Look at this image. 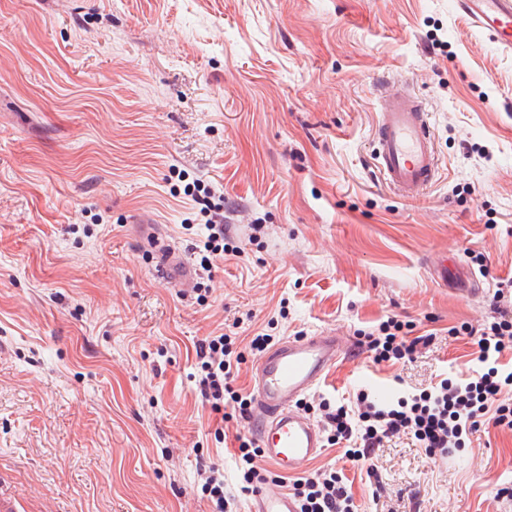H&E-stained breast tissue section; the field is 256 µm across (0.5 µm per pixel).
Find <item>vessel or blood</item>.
Returning <instances> with one entry per match:
<instances>
[{
	"label": "vessel or blood",
	"mask_w": 512,
	"mask_h": 512,
	"mask_svg": "<svg viewBox=\"0 0 512 512\" xmlns=\"http://www.w3.org/2000/svg\"><path fill=\"white\" fill-rule=\"evenodd\" d=\"M458 7L471 26L512 50V0H458ZM374 150L385 183L399 197L415 199L434 182L439 159L430 114L409 89L382 90ZM345 352L335 334L323 332L287 339L260 357L247 424L271 472H300L321 454L323 430L298 403ZM251 512H298V503L288 493L264 488Z\"/></svg>",
	"instance_id": "1"
}]
</instances>
